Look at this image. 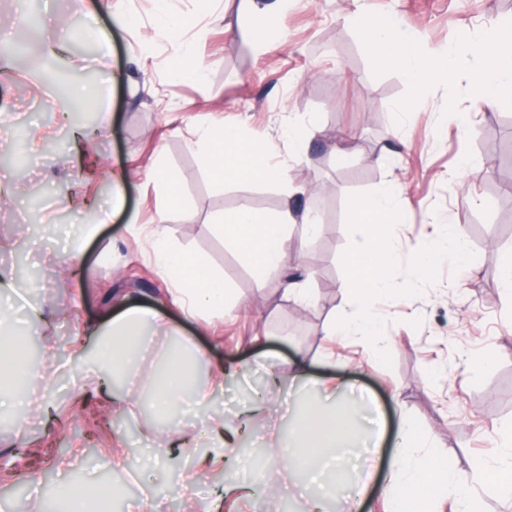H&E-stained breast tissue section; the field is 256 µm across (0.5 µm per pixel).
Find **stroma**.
<instances>
[{"label": "stroma", "mask_w": 512, "mask_h": 512, "mask_svg": "<svg viewBox=\"0 0 512 512\" xmlns=\"http://www.w3.org/2000/svg\"><path fill=\"white\" fill-rule=\"evenodd\" d=\"M167 9L182 25L180 39L159 34L154 0H0V43L15 46L32 26L26 50L37 60L31 70L0 56V272L21 264L37 273L0 298V309L21 361L53 376L36 380L22 412L0 410V455L10 461L0 468V512H42L59 494L106 483L111 497L85 512H303L299 489L309 476L282 474L269 435L288 440L315 399V381L329 372L354 386L358 439L369 437L364 417L374 402L388 441L407 420L424 437V454L445 455L449 472L495 459L496 431L512 425V300L500 287L512 246V175L495 163L512 153V93L474 107L466 61L453 86L414 88L397 67L372 63L360 19L387 18L435 56L460 36L512 20V0H291L274 15L281 39L268 53L255 49L254 22L238 0H168ZM191 42L206 66L200 83L178 75ZM60 85L92 109V128L55 104ZM298 117L315 130L295 163L298 149L284 130ZM215 122L267 140L270 163L287 165L306 195L288 200L281 181H216L203 142L189 135ZM463 163L470 178L462 185ZM158 165L175 176L179 206L154 181ZM118 170L128 181L116 210ZM391 183L403 214L392 232L400 263L435 241L445 219L463 230L475 258L465 270L442 265L420 296L375 304L386 322L388 368L364 342L325 331L351 310L341 263L351 241L347 199ZM37 190L44 196L34 211L27 201ZM287 202L299 212L320 208L326 222L314 240L287 239L280 267L256 288L213 219L244 204L272 215ZM104 212L112 215L105 224ZM158 222L173 247L223 273L234 302L224 317L196 319L173 304L153 261ZM87 224L95 231L83 239L75 283L63 251ZM289 278L309 289V302L284 293ZM132 303L164 311L211 366L236 363L223 392L198 412L180 404L155 412L145 388L113 405L97 396L96 376L64 357L65 341L105 327ZM469 357L486 361L474 378L463 374ZM298 359L308 364L303 380ZM211 416L223 417L238 442L225 464L204 469L202 421ZM116 456L125 469H113ZM173 470L184 474L183 486L170 483ZM255 481L277 494L234 501L224 493Z\"/></svg>", "instance_id": "obj_1"}]
</instances>
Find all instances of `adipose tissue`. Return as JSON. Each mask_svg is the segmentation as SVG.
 <instances>
[{"label":"adipose tissue","instance_id":"1","mask_svg":"<svg viewBox=\"0 0 512 512\" xmlns=\"http://www.w3.org/2000/svg\"><path fill=\"white\" fill-rule=\"evenodd\" d=\"M362 32L372 62L397 65L409 80L452 83L458 63L468 58L474 62L471 81L475 103L489 105L503 91H512V36L495 27L486 28L478 39L458 41L436 58L418 40L403 36L384 20L366 18ZM201 136L207 145V167L217 180H283L284 167L266 162V141L244 139L237 126L224 123L208 126ZM294 221L295 215L287 206L265 219L244 206L232 219L217 218L215 229L230 249L247 260L261 289L268 271L284 256L288 228ZM153 237L154 262L169 279L174 302L197 315H223L228 299L223 277L195 255L172 247L163 225H155ZM168 328L161 311L132 305L113 316L108 332L96 346L73 341L67 356L83 371L110 375L129 387L151 384L162 409L187 394L198 402H207L221 385L215 378L197 377V370L208 366L209 359L193 344L172 345L161 363L162 379L146 380L141 366L151 354V335ZM35 372V367L17 361L11 339L1 335L0 393L10 391L11 397L5 400L0 396V407L9 402L23 403L25 392L18 379ZM316 388L328 411L299 420L292 441L275 446L274 454L283 461L285 471H306L319 482L320 493L309 503L311 512H324L327 501L341 493L348 501L361 504L373 472L366 468L356 474L350 465L354 435L345 401L349 387L340 378L330 377L318 381ZM419 448L410 427L401 426L389 468L388 512H434L436 499L446 495L455 496L457 512H480L481 502L471 491L475 485L488 493L512 494V448L494 462L475 466L468 476L449 474L442 457H421Z\"/></svg>","mask_w":512,"mask_h":512}]
</instances>
